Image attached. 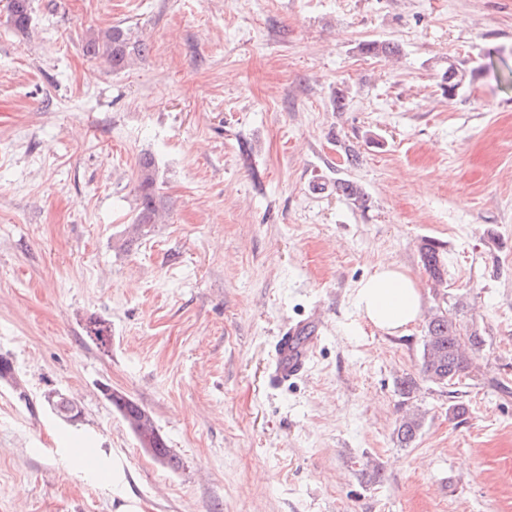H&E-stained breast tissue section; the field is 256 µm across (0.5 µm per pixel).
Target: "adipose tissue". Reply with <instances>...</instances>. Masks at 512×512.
Here are the masks:
<instances>
[{
	"instance_id": "obj_1",
	"label": "adipose tissue",
	"mask_w": 512,
	"mask_h": 512,
	"mask_svg": "<svg viewBox=\"0 0 512 512\" xmlns=\"http://www.w3.org/2000/svg\"><path fill=\"white\" fill-rule=\"evenodd\" d=\"M356 305L368 324L381 332L400 336L420 317L422 296L416 280L402 266L386 260L360 281Z\"/></svg>"
}]
</instances>
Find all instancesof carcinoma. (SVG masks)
<instances>
[{"instance_id": "carcinoma-1", "label": "carcinoma", "mask_w": 512, "mask_h": 512, "mask_svg": "<svg viewBox=\"0 0 512 512\" xmlns=\"http://www.w3.org/2000/svg\"><path fill=\"white\" fill-rule=\"evenodd\" d=\"M8 18L12 27L25 33L32 23L31 0H9ZM86 54L103 58L113 70H120L128 63L131 54H142L150 50L145 40L132 34V30L120 25L113 26L92 35L85 45ZM360 51L373 55H396L399 48L391 43L372 41L360 46ZM138 203L131 224L127 225L126 243L147 237L154 224L158 223L165 209L163 198L158 191V169L155 160L145 155L139 160L137 177ZM336 191L365 208L369 197L354 182L338 179ZM420 258L429 279L436 287L446 283L447 269L441 246L426 241L420 247ZM100 325L96 331L85 328L86 336L98 347H103L101 336L112 337V329L103 319H94ZM484 338L478 329L460 324L446 311H437L425 325L421 372L430 382L450 386L457 384L474 367L483 350ZM47 403L57 416L69 421L81 415V409L69 397L51 393ZM109 403L127 423L134 435L147 434L151 437V456L159 464L174 469L178 466L176 456L159 432L150 411L121 392L112 395ZM423 426V417L418 413L403 416L395 429L396 440L400 445L413 443Z\"/></svg>"}]
</instances>
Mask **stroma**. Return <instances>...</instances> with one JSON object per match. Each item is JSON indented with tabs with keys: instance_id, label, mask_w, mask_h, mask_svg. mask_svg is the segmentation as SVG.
<instances>
[{
	"instance_id": "1",
	"label": "stroma",
	"mask_w": 512,
	"mask_h": 512,
	"mask_svg": "<svg viewBox=\"0 0 512 512\" xmlns=\"http://www.w3.org/2000/svg\"><path fill=\"white\" fill-rule=\"evenodd\" d=\"M5 4L0 512H512V0H33L23 34ZM115 25L151 45L119 71L84 50ZM372 40L399 55L362 53ZM146 154L166 212L128 247ZM384 259L423 296L401 336L355 305ZM439 308L485 339L453 389L420 371ZM93 317L110 348L84 335ZM313 317L308 370L270 385L276 337ZM104 383L153 414L179 468ZM409 409L424 426L403 448ZM420 258L429 279L435 287H442L446 283L447 269L441 246L426 241L420 247ZM106 396H112L108 402L127 423L135 437L139 434H148L151 437V447L150 440L145 438H141L140 447L146 450L151 449V456L159 464L175 469L178 466L177 458L156 427L151 412L121 392L112 395V388ZM45 399L51 410L65 421H70L81 415V409L77 403L63 394L51 393L46 395Z\"/></svg>"
}]
</instances>
